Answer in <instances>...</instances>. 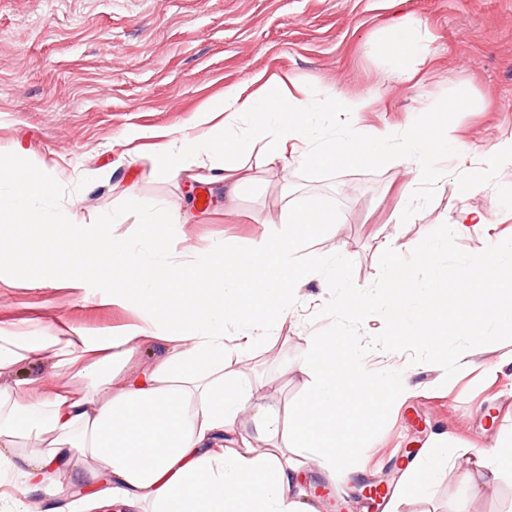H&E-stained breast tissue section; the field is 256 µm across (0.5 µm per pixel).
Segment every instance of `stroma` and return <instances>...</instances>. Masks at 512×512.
Returning a JSON list of instances; mask_svg holds the SVG:
<instances>
[{
  "instance_id": "stroma-1",
  "label": "stroma",
  "mask_w": 512,
  "mask_h": 512,
  "mask_svg": "<svg viewBox=\"0 0 512 512\" xmlns=\"http://www.w3.org/2000/svg\"><path fill=\"white\" fill-rule=\"evenodd\" d=\"M399 17L421 22L429 45L410 81L377 43L378 30ZM261 74L289 77L319 94L365 97L369 107L358 121L376 129L426 124L442 102L462 103L453 134L465 154L449 157L448 177L437 185H414L392 161L298 166L285 183L257 152L246 159L250 179L232 200L220 181L160 178L150 150L154 134L178 133L204 106L222 103L226 86L250 85ZM511 137L512 0H0V156L23 154L32 173L54 171L55 205L74 207L87 224L135 199L159 202L180 214L188 244L245 250L267 224L279 222L283 192L303 199L326 194L341 221L303 243V262L317 263L343 246L349 277L363 286L392 245L425 278L431 269L420 254L431 237L440 266L452 273L512 236V206L503 203L512 165H490L488 155ZM486 167L493 174L482 190L461 199V179ZM407 205L413 216L405 220L400 212ZM464 205L487 222L456 234L450 218ZM338 294L333 278L308 279L275 337L245 362L228 361V370L259 380L240 430L254 431L255 410L287 414L313 381L297 369L305 337L339 333L369 346L382 370L409 366L411 394L373 420L369 445L351 471L335 476L307 460L303 493L318 512H456L465 486L455 468L424 497H400L404 473L444 434L451 447L485 451L512 438V329L490 330L484 340L449 337L463 362L425 360L415 347L394 351L388 307L370 306L355 320L338 307ZM135 320L126 305L96 303L93 291L0 274L2 330L106 336ZM0 386L24 396L34 386L79 392L84 383L35 356L1 373ZM102 472L97 459H82L57 475L65 495L41 489L26 505L30 512H76L78 491L94 486ZM378 480L387 494L368 503L363 485Z\"/></svg>"
}]
</instances>
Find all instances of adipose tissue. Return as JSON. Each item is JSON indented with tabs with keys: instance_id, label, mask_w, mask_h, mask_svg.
Instances as JSON below:
<instances>
[{
	"instance_id": "adipose-tissue-1",
	"label": "adipose tissue",
	"mask_w": 512,
	"mask_h": 512,
	"mask_svg": "<svg viewBox=\"0 0 512 512\" xmlns=\"http://www.w3.org/2000/svg\"><path fill=\"white\" fill-rule=\"evenodd\" d=\"M378 41L398 61L427 53L419 28L402 19L383 27ZM367 106L358 96L294 93L278 77L262 80L248 95L231 87L223 106L200 115L205 132L190 127L165 136L154 146L153 162L165 179L203 168L222 171L228 198L241 180L239 158L257 150L268 164L285 169L391 156L408 166L414 182L444 179L437 159L462 151L449 122L399 133L367 129L353 120ZM340 113L349 115V123L339 134H324V123ZM16 163L13 156L0 160V263L23 267L36 283L102 286L99 303L124 302L139 322L101 337L0 330V371L44 354L87 383L82 393L55 389L34 401L0 387V475L12 469L13 448L47 438L51 450L27 463L25 477L36 488L52 486L56 464L90 456L107 466L103 497L125 512H317L296 492L307 455L344 473L372 418L409 395L407 370L374 372L364 356L342 349L338 336L306 337L298 369L315 373L314 383L288 419L256 412L258 433L249 437L236 430L253 383L228 376L224 364L230 354L247 356L258 344L256 326L273 331L287 322L302 281L344 268L340 248L319 267L297 256L301 241L335 223V199L286 201L283 225H270L248 250L233 251L219 243L186 245L180 216L162 215L156 203L113 210L96 224L79 222L72 211L36 210L34 201L53 197L56 182L47 171L35 180L18 179ZM131 220L143 227L147 251L121 233ZM71 241L91 243L93 250L74 253L67 247ZM422 254L429 279H417L392 255L372 290L344 282L340 306L358 319L363 300L382 302L394 312V344L415 342L430 354L447 352L452 334L481 338L489 329L512 327V239L497 241L490 254L472 257L452 275L438 264L435 242ZM414 295L421 310L410 315L406 308ZM445 316L452 330L440 326ZM230 323L240 327L239 336L225 335ZM145 339L162 344V354L146 368L128 371ZM110 384L116 387L112 396L100 397L99 387ZM230 435L235 444L228 447L224 439ZM426 458L427 465L408 472L403 494L429 493L448 459L447 440L433 442ZM507 473L512 440L499 442L490 458L474 456L463 479L475 498Z\"/></svg>"
}]
</instances>
